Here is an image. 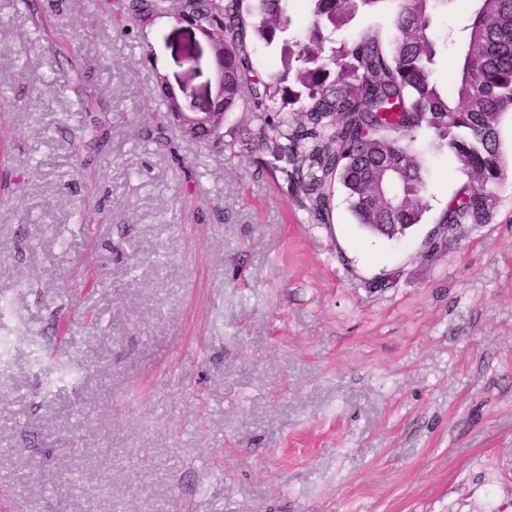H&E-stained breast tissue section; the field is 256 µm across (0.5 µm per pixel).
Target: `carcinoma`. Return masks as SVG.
I'll list each match as a JSON object with an SVG mask.
<instances>
[{
    "label": "carcinoma",
    "instance_id": "cac0c4a2",
    "mask_svg": "<svg viewBox=\"0 0 512 512\" xmlns=\"http://www.w3.org/2000/svg\"><path fill=\"white\" fill-rule=\"evenodd\" d=\"M289 2L178 0V19L223 46L224 102L216 111H235L249 93L259 142L286 141L276 148L289 152L310 216L326 223L338 184L362 230L384 239L405 236L428 210L412 133L431 129L433 148L448 149L468 181L423 248H444L455 224L484 223L508 168L499 127L512 112V0H476L463 24L446 32L437 14L450 0H305L308 27L299 34ZM120 7L133 24L169 10L168 0H122ZM362 9L387 11L391 37L329 44L324 31L347 26ZM252 43L280 44L281 70L261 76ZM450 43L456 57L444 87L435 70ZM289 79L292 88L283 86Z\"/></svg>",
    "mask_w": 512,
    "mask_h": 512
}]
</instances>
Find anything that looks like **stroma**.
<instances>
[{
    "label": "stroma",
    "instance_id": "1",
    "mask_svg": "<svg viewBox=\"0 0 512 512\" xmlns=\"http://www.w3.org/2000/svg\"><path fill=\"white\" fill-rule=\"evenodd\" d=\"M117 10L0 0V512H512V169L425 252L421 129L422 224L315 223L247 101L220 151L167 122L208 41Z\"/></svg>",
    "mask_w": 512,
    "mask_h": 512
}]
</instances>
